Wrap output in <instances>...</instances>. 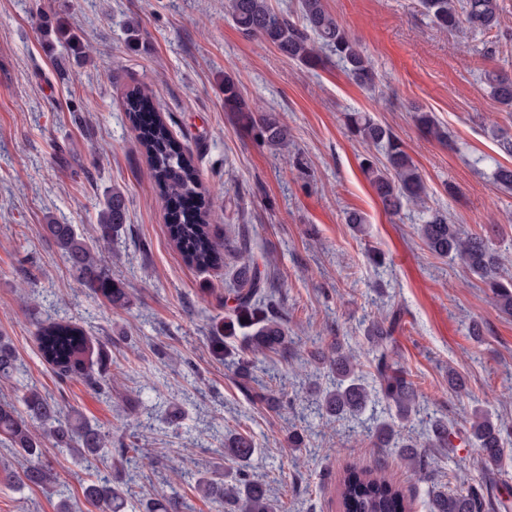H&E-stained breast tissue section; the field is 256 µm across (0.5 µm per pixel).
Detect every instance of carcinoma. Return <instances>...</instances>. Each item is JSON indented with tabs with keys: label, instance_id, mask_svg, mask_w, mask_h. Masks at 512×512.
<instances>
[{
	"label": "carcinoma",
	"instance_id": "obj_1",
	"mask_svg": "<svg viewBox=\"0 0 512 512\" xmlns=\"http://www.w3.org/2000/svg\"><path fill=\"white\" fill-rule=\"evenodd\" d=\"M433 24L442 31H490L501 21L500 0H421ZM228 12L238 30L248 38L276 47L299 65L314 69L327 59L336 63L358 86L373 91L377 75L368 54L327 9L325 0H298L297 10L277 11L269 0H229ZM490 95L512 112V76L492 71L486 74ZM224 105L232 112H246L234 79L224 77ZM127 112L136 140L145 152L151 177L168 201L192 197L194 210L169 208L170 234L186 259L199 270L215 269L223 261L229 244L221 241L210 224L214 191L200 179L192 157L173 139L167 124L158 116L145 123L142 115L154 111L151 96L135 87L125 94ZM248 118L261 143L273 150L288 146L290 131L273 112L261 111ZM417 128L443 145L451 142L434 115L418 108L412 110ZM346 134L353 140L381 148L384 159H364L362 171L373 187L384 211L398 215L409 207L427 213L418 234L434 254L449 258L478 277L494 305L512 316V270L506 265L508 250L492 240L501 236L500 225L489 224L484 233H468L451 222L448 214L427 206V187L423 175L406 151L400 138L368 112L344 114ZM127 198L114 187L106 195L96 225L97 240L109 245L126 223ZM46 231L69 263L77 278L91 291L107 298L114 307L127 303L122 284L95 256L92 247L77 234L71 224H47ZM234 251L240 265L235 285L227 289L224 307V334L211 337L212 352L220 359H231L237 374L249 382L260 355H281L288 346L287 314L268 298L272 287L267 267L259 264L247 246L236 243ZM400 321L396 312L373 319L364 329L365 345L356 348L336 343L312 353L320 363L328 364L331 386L321 393L319 406L326 415L358 421L379 402L389 409V417L376 419L368 427L377 448L395 453L404 465L428 484L427 512H512V486L504 479L502 461L512 422L482 408L460 409V418L469 425L468 446L478 449L491 468L480 483L450 493L435 481L431 470L430 449L453 447L455 429L444 415L420 417L424 407L420 393L401 365L400 355L391 344V333ZM37 344L44 360L63 377H83L101 390L108 389L104 379L95 377L93 365L85 362L88 340L76 325L67 322L41 324ZM372 355V384L359 374L363 354ZM17 357L10 345L0 342V376L11 375ZM424 425L426 438L398 437V429L414 420ZM0 442L28 460L20 473L3 471L0 480L18 485L36 486L52 491L57 474L45 459L49 442L66 448L89 463L105 455L112 447V436L87 421L67 416L59 404L36 387H28L21 406L0 402ZM256 451L253 440L240 433L224 434V453L239 463L235 475L224 478L201 476L196 480L198 494L215 508L230 512H282L277 496L249 470L248 462ZM85 498L101 504L102 512H126L127 492L105 480L85 487ZM338 497L341 512H409L411 502L394 475L360 465L349 466L340 479Z\"/></svg>",
	"mask_w": 512,
	"mask_h": 512
}]
</instances>
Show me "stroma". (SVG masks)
I'll return each mask as SVG.
<instances>
[{"instance_id":"stroma-1","label":"stroma","mask_w":512,"mask_h":512,"mask_svg":"<svg viewBox=\"0 0 512 512\" xmlns=\"http://www.w3.org/2000/svg\"><path fill=\"white\" fill-rule=\"evenodd\" d=\"M227 3L0 0V340L19 362L0 378V402L37 387L114 438L138 441L150 457L143 467L113 455L89 467L67 449L48 448L58 495L76 512H101L82 488L115 477L132 486L129 512H146L169 486L192 512H215L195 482L235 470L224 457L231 430L255 442L250 468L285 512H340L338 480L353 463L393 473L412 512H426L425 483L355 433L353 422L318 409L327 378L311 353L339 336L358 345L369 320L395 308L403 322L394 340L428 411L456 422L461 406L480 402L512 420V317L476 276L428 251L416 233L422 213L384 212L361 169L369 149L347 136L343 115L370 112L392 129L423 174L431 207L466 230L498 224L512 236V191L491 179L496 165L512 167L494 137L498 130L512 136V112L501 110L484 83L488 71L512 75V0H500L501 28L466 35L439 30L419 0H325L372 58V92L335 61L309 70L245 38ZM56 24L79 37L84 62L47 39V26ZM130 25L139 30L134 44ZM228 75L249 107L276 112L288 125L287 149L262 146L244 113L226 111ZM137 86L149 90L203 182L215 187L216 234L233 239L248 226L253 253L271 260L294 342L287 357L260 358L253 375L266 388L285 389L289 407L269 408L210 353L238 262L230 254L219 268L201 271L171 241L165 203L124 111L126 92ZM416 108L448 128L451 147L415 127ZM115 186L127 197V220L101 256L126 289L122 308L76 281L45 230L71 224L92 239ZM352 210L366 215L365 236L347 224ZM372 247L384 253V267L370 263ZM49 321L77 324L91 346L107 344L108 394L60 379L45 362L36 327ZM475 323L484 332L479 342L469 334ZM452 367L467 381L464 395L448 388ZM172 400L184 416L169 425L160 417ZM293 431L304 439L297 451L288 446ZM434 474L452 491L461 480L477 482L475 449L437 455ZM55 504L40 488L0 483V512H55Z\"/></svg>"}]
</instances>
